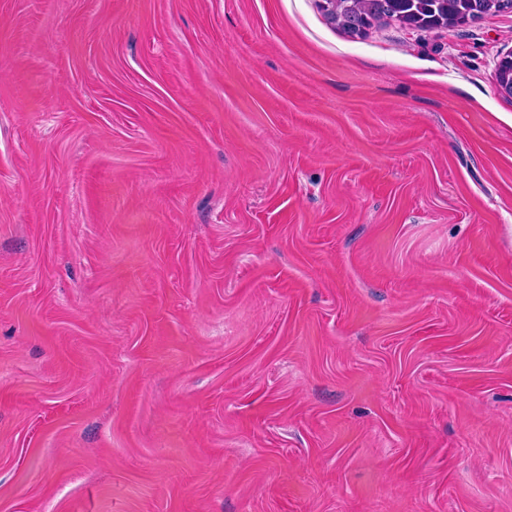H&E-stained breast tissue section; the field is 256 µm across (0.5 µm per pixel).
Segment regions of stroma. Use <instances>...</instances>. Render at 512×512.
I'll return each instance as SVG.
<instances>
[{"label":"stroma","instance_id":"35a3bbf8","mask_svg":"<svg viewBox=\"0 0 512 512\" xmlns=\"http://www.w3.org/2000/svg\"><path fill=\"white\" fill-rule=\"evenodd\" d=\"M0 0V512H512V12ZM502 0H323L327 19L349 36H361L375 22L432 30L460 27L505 11Z\"/></svg>","mask_w":512,"mask_h":512}]
</instances>
